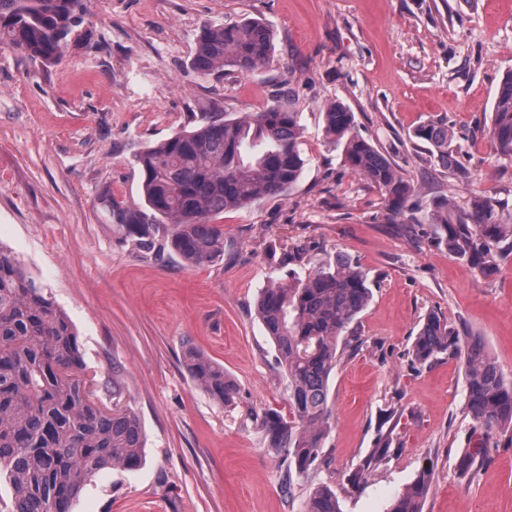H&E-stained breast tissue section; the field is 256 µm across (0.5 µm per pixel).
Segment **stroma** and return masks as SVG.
Returning a JSON list of instances; mask_svg holds the SVG:
<instances>
[{
  "mask_svg": "<svg viewBox=\"0 0 512 512\" xmlns=\"http://www.w3.org/2000/svg\"><path fill=\"white\" fill-rule=\"evenodd\" d=\"M77 10L85 22L59 63L0 48V244L70 317L100 382L120 368L145 437L139 469L101 473L71 512H303L320 484L342 512H386L426 466L423 512H512V427L459 476L475 429L463 358L451 349L420 366L409 355L435 313L512 379V240L487 272L431 221L437 203L462 216L477 196L512 213V155L490 135L512 72V0H77ZM248 19L274 34L269 63L247 75L194 67L203 27ZM285 85L307 159L289 194L225 211L224 255L202 266L135 249L105 206L142 202L133 153L202 112L261 111ZM336 99L412 186L402 210L330 142L323 109ZM428 122L448 127L464 173L414 138ZM285 241L307 244L309 271L351 260L372 290L330 376L322 461L289 490L258 419L287 413L288 381L256 312L261 289L285 276L268 260ZM191 348L223 365L233 401L191 378ZM382 434L387 459L352 483Z\"/></svg>",
  "mask_w": 512,
  "mask_h": 512,
  "instance_id": "35a3bbf8",
  "label": "stroma"
}]
</instances>
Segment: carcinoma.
Masks as SVG:
<instances>
[{"instance_id": "carcinoma-1", "label": "carcinoma", "mask_w": 512, "mask_h": 512, "mask_svg": "<svg viewBox=\"0 0 512 512\" xmlns=\"http://www.w3.org/2000/svg\"><path fill=\"white\" fill-rule=\"evenodd\" d=\"M75 0H0V44L21 50L43 66L59 62L72 28L80 23ZM274 51L271 29L244 20L203 30L195 67L205 74L226 67L251 73L268 63ZM490 134L495 147L512 154V73L503 78L493 104ZM327 134L342 146L343 161L401 209L411 186L386 156L354 131V115L340 101L324 112ZM414 137L436 149L444 164L459 168L448 128L427 123ZM300 113L285 89L267 108L244 118L202 112L197 125L135 155L142 176L144 204L107 200L112 222L134 245L151 252L157 236L187 266L224 254V232L215 223L227 209H242L262 196H285L300 179L306 159L301 149ZM434 223L448 244L469 255L481 269L495 265L493 247L512 237L497 204L474 198L470 211L453 218L448 202L436 206ZM306 247L280 249L278 264L295 265ZM371 300V288L358 266L341 261L301 278L264 288L257 313L274 342L278 364L288 380L289 417L276 410L261 418L269 448L282 456L287 476L302 475L321 460L326 427L329 378L339 361L343 334ZM457 349L466 365V410L480 429L473 447L457 465L468 476L485 462V436L512 425V381L475 337L461 338L447 323L429 314L410 349L418 364ZM191 378L215 400L228 402L237 388L224 366L204 353L186 351ZM100 383L83 357L77 331L45 289L12 251L0 246V479L11 488L0 512H70L73 499L99 472L120 466L134 470L142 462L144 435L136 414L121 405L122 387L112 370V404L98 395ZM389 437L354 473L361 480L383 462ZM432 470L423 468L391 503L388 512H422ZM305 512H341L336 493L319 485L309 494Z\"/></svg>"}]
</instances>
